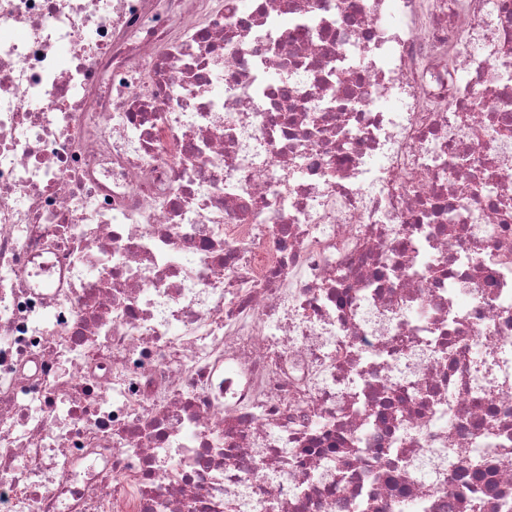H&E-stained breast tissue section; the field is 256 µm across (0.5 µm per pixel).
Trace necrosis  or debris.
Listing matches in <instances>:
<instances>
[{"mask_svg":"<svg viewBox=\"0 0 512 512\" xmlns=\"http://www.w3.org/2000/svg\"><path fill=\"white\" fill-rule=\"evenodd\" d=\"M0 512H512V0H0Z\"/></svg>","mask_w":512,"mask_h":512,"instance_id":"1","label":"necrosis or debris"}]
</instances>
